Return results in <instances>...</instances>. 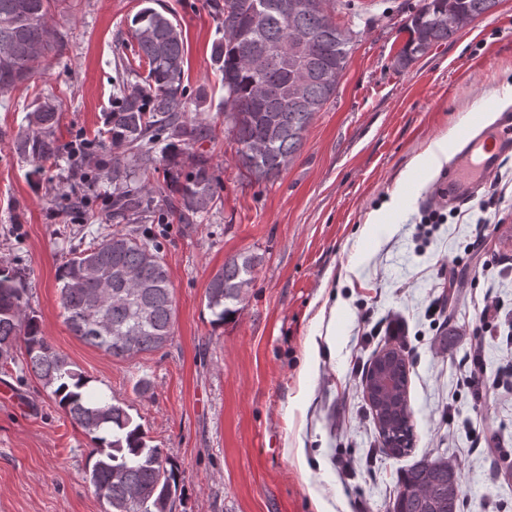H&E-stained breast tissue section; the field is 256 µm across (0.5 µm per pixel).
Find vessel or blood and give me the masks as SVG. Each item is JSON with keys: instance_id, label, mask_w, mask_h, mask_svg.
I'll list each match as a JSON object with an SVG mask.
<instances>
[{"instance_id": "1", "label": "vessel or blood", "mask_w": 512, "mask_h": 512, "mask_svg": "<svg viewBox=\"0 0 512 512\" xmlns=\"http://www.w3.org/2000/svg\"><path fill=\"white\" fill-rule=\"evenodd\" d=\"M508 156H512V113L505 112L491 126L461 134L436 197L451 203L471 198Z\"/></svg>"}]
</instances>
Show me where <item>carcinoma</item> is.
I'll return each instance as SVG.
<instances>
[{
  "label": "carcinoma",
  "instance_id": "carcinoma-1",
  "mask_svg": "<svg viewBox=\"0 0 512 512\" xmlns=\"http://www.w3.org/2000/svg\"><path fill=\"white\" fill-rule=\"evenodd\" d=\"M57 0H0V96L33 73V64L52 52L48 21ZM277 0H209L221 37L211 55L223 73L224 125L237 143L235 167L249 181L277 177L299 150L313 116L336 95L347 68L356 32L341 28L320 8L322 0L293 16L272 7ZM498 0H424L406 29L409 38L395 65L407 67L435 45L448 41ZM132 36L138 65L146 76L122 84L112 111L104 113L105 134L123 157H112L89 174L82 170L86 144L65 146L54 135L57 109L45 101L28 113V132L16 151L32 166L66 156L80 179L112 185V220L139 224L168 210L182 221L210 212L219 184L209 158L189 146L212 130L188 117L182 85L184 42L169 13L152 7L134 17ZM309 36L296 49L295 36ZM274 51L292 65L305 61L309 82L302 93H285L293 70L273 64L263 72L250 63L254 52ZM267 95L256 98L259 84ZM164 162L162 183L151 186ZM261 257L239 254L224 262L211 279L207 307L215 323L234 317L246 288L254 281ZM59 304L69 329L84 343L117 358L158 351L172 336L173 291L160 247L151 239L120 231L102 235L76 251L58 269ZM26 277L0 260V364L15 362L24 351L27 366L51 389L58 406L80 427L92 448L86 471L105 512H172L178 469L147 433L129 407L94 392L91 378L76 370L44 336L29 311ZM394 382L370 391L369 406L378 436L391 442L393 456L412 447L413 412L407 396L410 362L399 349L385 352ZM459 467L443 457L425 456L401 472L390 512H460Z\"/></svg>",
  "mask_w": 512,
  "mask_h": 512
}]
</instances>
